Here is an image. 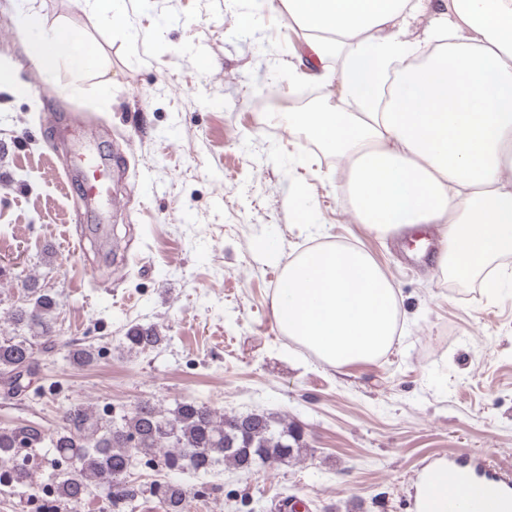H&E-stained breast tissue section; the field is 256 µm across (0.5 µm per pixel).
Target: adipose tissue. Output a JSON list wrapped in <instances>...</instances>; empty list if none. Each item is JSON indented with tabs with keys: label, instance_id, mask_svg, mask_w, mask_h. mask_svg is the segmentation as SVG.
Listing matches in <instances>:
<instances>
[{
	"label": "adipose tissue",
	"instance_id": "obj_1",
	"mask_svg": "<svg viewBox=\"0 0 512 512\" xmlns=\"http://www.w3.org/2000/svg\"><path fill=\"white\" fill-rule=\"evenodd\" d=\"M250 2L302 31L303 78L338 87L343 106L291 111L288 127L340 159L356 221L384 238L433 230L439 272L498 290L492 265L512 256V0H450L420 42L401 27L421 0ZM19 22L46 81L60 63L100 70L70 28ZM336 54L335 71L326 61Z\"/></svg>",
	"mask_w": 512,
	"mask_h": 512
}]
</instances>
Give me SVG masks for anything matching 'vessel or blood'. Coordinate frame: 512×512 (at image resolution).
<instances>
[{
    "label": "vessel or blood",
    "instance_id": "obj_1",
    "mask_svg": "<svg viewBox=\"0 0 512 512\" xmlns=\"http://www.w3.org/2000/svg\"><path fill=\"white\" fill-rule=\"evenodd\" d=\"M86 200L97 207L101 185L97 173L104 160L100 155L84 152ZM448 482L453 490L448 495V512H512V480L498 477L479 479L475 470L460 462L448 465Z\"/></svg>",
    "mask_w": 512,
    "mask_h": 512
}]
</instances>
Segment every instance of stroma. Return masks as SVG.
<instances>
[{
  "label": "stroma",
  "mask_w": 512,
  "mask_h": 512,
  "mask_svg": "<svg viewBox=\"0 0 512 512\" xmlns=\"http://www.w3.org/2000/svg\"><path fill=\"white\" fill-rule=\"evenodd\" d=\"M24 12L84 34L102 73L62 70L47 95L24 94L42 80L14 36ZM240 12L239 0H152L117 30L85 0H0V69L17 84L0 92V336L31 278L57 299L59 341L101 351L90 366L40 356L52 394L0 399V426L52 433L76 403L194 400L298 427L310 449L298 460L181 473L188 512H285L288 499L301 512H410L436 459L512 476V288L437 273L354 219L329 153L275 117L307 87L289 77L300 32L268 11L247 27ZM86 145L113 166L103 224L64 168ZM324 243L367 250L399 291L402 333L372 363L331 366L273 323L283 266ZM134 325L162 343L129 351ZM32 457L31 487L0 485V512H30L53 451Z\"/></svg>",
  "instance_id": "obj_1"
}]
</instances>
